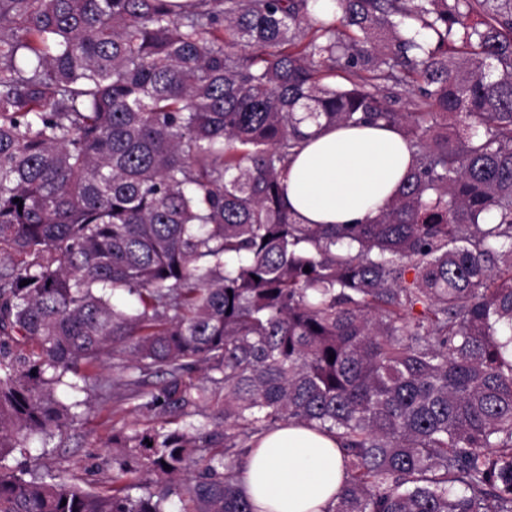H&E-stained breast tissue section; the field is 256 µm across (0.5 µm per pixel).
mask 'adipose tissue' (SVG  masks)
Instances as JSON below:
<instances>
[{
  "mask_svg": "<svg viewBox=\"0 0 512 512\" xmlns=\"http://www.w3.org/2000/svg\"><path fill=\"white\" fill-rule=\"evenodd\" d=\"M288 162L286 200L302 224H367L398 193L415 165L395 128L341 124L317 130ZM255 512H325L345 483L335 438L302 424L262 436L244 470Z\"/></svg>",
  "mask_w": 512,
  "mask_h": 512,
  "instance_id": "1",
  "label": "adipose tissue"
}]
</instances>
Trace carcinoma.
<instances>
[{
  "mask_svg": "<svg viewBox=\"0 0 512 512\" xmlns=\"http://www.w3.org/2000/svg\"><path fill=\"white\" fill-rule=\"evenodd\" d=\"M189 2L0 0V512H254L288 422L329 512H512V0ZM300 109L405 135L374 222L293 218ZM108 365L112 488L15 466ZM243 481L255 512H324L345 483L342 453L329 434L285 425L258 440Z\"/></svg>",
  "mask_w": 512,
  "mask_h": 512,
  "instance_id": "obj_1",
  "label": "carcinoma"
}]
</instances>
